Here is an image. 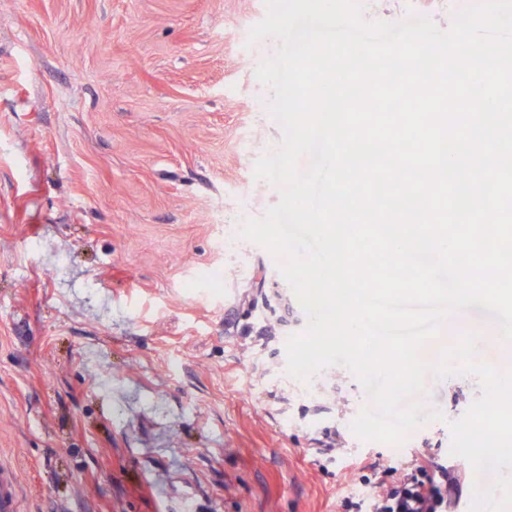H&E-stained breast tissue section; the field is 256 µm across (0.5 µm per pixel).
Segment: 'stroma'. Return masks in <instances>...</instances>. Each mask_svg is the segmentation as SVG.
Here are the masks:
<instances>
[{
	"label": "stroma",
	"instance_id": "stroma-1",
	"mask_svg": "<svg viewBox=\"0 0 512 512\" xmlns=\"http://www.w3.org/2000/svg\"><path fill=\"white\" fill-rule=\"evenodd\" d=\"M469 0H364L448 29ZM266 0H0V464L22 512H344L368 397L334 365L287 371L307 316L242 238L280 143L250 41ZM452 312L423 356L497 331ZM442 412L406 446L443 459L472 375H427ZM339 433L342 451L307 455Z\"/></svg>",
	"mask_w": 512,
	"mask_h": 512
}]
</instances>
